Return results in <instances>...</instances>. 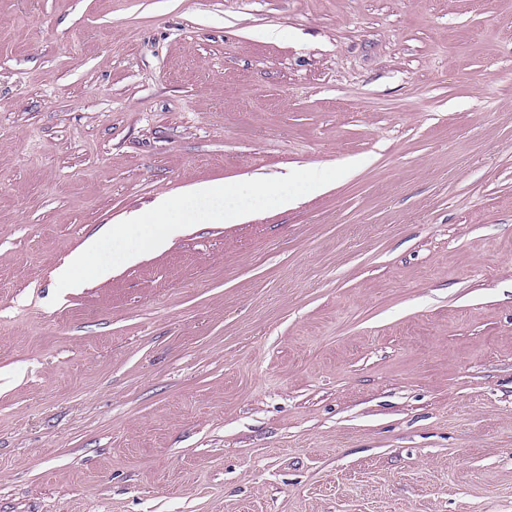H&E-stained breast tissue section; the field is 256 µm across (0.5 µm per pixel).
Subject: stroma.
<instances>
[{"label":"stroma","mask_w":512,"mask_h":512,"mask_svg":"<svg viewBox=\"0 0 512 512\" xmlns=\"http://www.w3.org/2000/svg\"><path fill=\"white\" fill-rule=\"evenodd\" d=\"M0 512H512V0H0Z\"/></svg>","instance_id":"stroma-1"}]
</instances>
